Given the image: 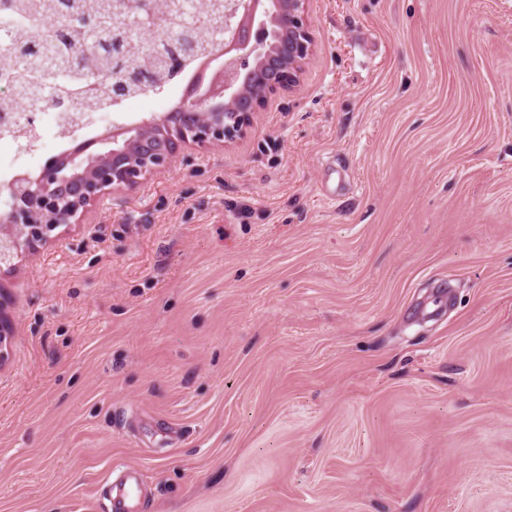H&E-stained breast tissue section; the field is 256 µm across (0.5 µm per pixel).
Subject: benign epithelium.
<instances>
[{"instance_id": "7a95c632", "label": "benign epithelium", "mask_w": 512, "mask_h": 512, "mask_svg": "<svg viewBox=\"0 0 512 512\" xmlns=\"http://www.w3.org/2000/svg\"><path fill=\"white\" fill-rule=\"evenodd\" d=\"M307 3L231 0L225 12L230 21L212 33L221 49L200 64L199 81L176 110L130 129L128 138L112 140V148L103 153L53 157L36 179L15 177L0 211V265L11 260L12 250L44 242L58 228L80 223L87 208L112 191L133 189L165 170L182 147L205 148L242 137L270 96L299 82L302 64L315 45ZM206 5L207 0H184L185 25H192ZM124 26L126 31L112 40L115 88L129 77L123 72V39L138 34L135 22L127 20ZM218 60L219 68L211 69ZM69 107L53 87H46L43 105L30 109V129H36V111Z\"/></svg>"}]
</instances>
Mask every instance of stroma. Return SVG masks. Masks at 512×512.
Returning <instances> with one entry per match:
<instances>
[{
  "instance_id": "obj_1",
  "label": "stroma",
  "mask_w": 512,
  "mask_h": 512,
  "mask_svg": "<svg viewBox=\"0 0 512 512\" xmlns=\"http://www.w3.org/2000/svg\"><path fill=\"white\" fill-rule=\"evenodd\" d=\"M298 85L0 270V512H512V0H309ZM43 124L0 186L84 141ZM143 479L138 468L126 467L112 485L111 508L108 512H141Z\"/></svg>"
}]
</instances>
